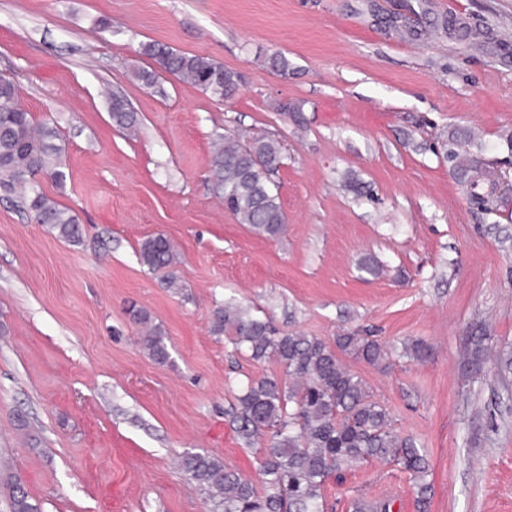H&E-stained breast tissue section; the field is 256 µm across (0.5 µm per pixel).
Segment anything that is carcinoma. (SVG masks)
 I'll list each match as a JSON object with an SVG mask.
<instances>
[{
    "mask_svg": "<svg viewBox=\"0 0 512 512\" xmlns=\"http://www.w3.org/2000/svg\"><path fill=\"white\" fill-rule=\"evenodd\" d=\"M141 54L161 70L136 69L134 76L144 86L159 85L161 74L190 83L203 93L224 99L239 90L238 75L220 62L178 51L152 41L141 45ZM112 121L122 129H133L132 112L110 104ZM61 134L50 118L34 124L30 113L19 104L16 84L0 79V182L17 184L26 192V206L39 224L59 237L77 242L83 229L70 209L58 204L43 190L40 179L57 186L66 181ZM448 160L468 175L471 196L484 209H491L495 182L487 171L467 156L450 149ZM280 142L257 138L243 144L224 138L212 161V174L224 182L220 198L237 218L255 233L268 239L279 237L285 215L271 175L281 165ZM140 262L150 271H167L170 287L177 285L172 268L178 256L172 242L156 235L140 245ZM212 330L227 333L238 349L251 359H275L288 380L263 377L251 380L238 396L232 424L250 443L265 432L270 442L264 449L260 484L243 477L206 450H187L179 457L183 473L204 487L208 499L222 512H325L324 489L335 473L351 471L362 464L380 462L406 474L416 492L418 512H428L431 486L426 450L411 437L397 434L388 410L373 400L367 384L337 356L345 353L371 366H382L389 353L377 340L353 333L336 336L330 344L316 336L278 332L254 315L251 308L227 302L214 309ZM489 337L474 334L465 346V364L477 368L489 351ZM142 347L158 364L170 358L159 325L140 337ZM10 486V512H41L24 484L6 475ZM389 500H353L352 512H391Z\"/></svg>",
    "mask_w": 512,
    "mask_h": 512,
    "instance_id": "cac0c4a2",
    "label": "carcinoma"
}]
</instances>
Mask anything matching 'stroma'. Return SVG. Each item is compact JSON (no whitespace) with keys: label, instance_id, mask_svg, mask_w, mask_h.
<instances>
[{"label":"stroma","instance_id":"stroma-1","mask_svg":"<svg viewBox=\"0 0 512 512\" xmlns=\"http://www.w3.org/2000/svg\"><path fill=\"white\" fill-rule=\"evenodd\" d=\"M453 19L471 35L445 31ZM151 41L223 63L238 94L143 87ZM278 52L288 73L264 66ZM0 75L34 120L52 115L67 180L44 190L83 227L67 242L0 186V459L42 512H213L176 464L192 448L258 480L262 445L231 413L248 380L284 369L212 333L230 300L328 342L373 331L388 365L346 363L426 448L429 512H512V0H0ZM110 91L135 134L113 124ZM468 133L499 183L490 212L446 157ZM220 136L280 141L281 237L217 198ZM158 234L181 289L139 261ZM132 306L161 325L167 364ZM475 330L495 350L477 372L462 359ZM415 340L427 358L402 357ZM360 494L417 512L382 463L330 480L327 512ZM142 347L158 364H165L170 358L167 345L164 342V332L159 325L151 326L144 336L140 337Z\"/></svg>","mask_w":512,"mask_h":512}]
</instances>
